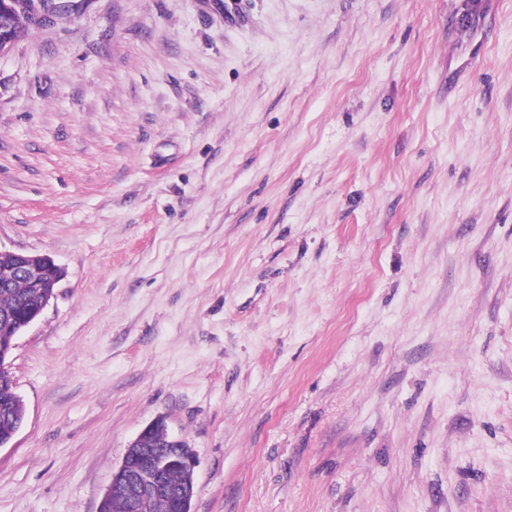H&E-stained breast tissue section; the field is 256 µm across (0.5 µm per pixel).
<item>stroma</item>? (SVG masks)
Returning <instances> with one entry per match:
<instances>
[{"label": "stroma", "mask_w": 512, "mask_h": 512, "mask_svg": "<svg viewBox=\"0 0 512 512\" xmlns=\"http://www.w3.org/2000/svg\"><path fill=\"white\" fill-rule=\"evenodd\" d=\"M0 512L156 419L192 512H512V0H81L0 55ZM49 258L41 255L19 253L0 249V287H1V269L5 272L2 282L3 288H0V337L4 338L12 332L14 321L10 320L9 314L18 303L23 301L30 293L29 288H35L39 294L43 295L37 310L32 311L27 317L18 321L16 329L9 335L10 337L0 340V366L9 356L15 346L17 336L29 328L42 314L50 300L56 296L57 288L62 278L57 273V266L49 262ZM23 280L26 285L19 280H15L11 288L10 279ZM6 314V318L4 316ZM11 385V386H10ZM12 381L9 383V380L6 376L1 377V384H0V438L1 440L6 439L9 437L14 428L16 422L20 419L22 416V410L20 407H18L15 410L16 418L10 419L6 418L3 413V405L5 402L11 403V401L14 399V392L12 391Z\"/></svg>", "instance_id": "obj_1"}]
</instances>
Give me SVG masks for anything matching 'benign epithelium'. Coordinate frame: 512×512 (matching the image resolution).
Returning <instances> with one entry per match:
<instances>
[{
    "label": "benign epithelium",
    "mask_w": 512,
    "mask_h": 512,
    "mask_svg": "<svg viewBox=\"0 0 512 512\" xmlns=\"http://www.w3.org/2000/svg\"><path fill=\"white\" fill-rule=\"evenodd\" d=\"M75 6V0H0V54L23 37L16 26L17 15L23 13L41 23L54 15L70 13ZM0 270L4 271L1 286L8 287L9 280L16 278L42 295L37 310L19 320L10 337L0 342L2 365L13 350L17 336L39 318L50 300L56 296L61 277L57 273V266L51 264L45 256L2 249ZM149 431L157 434L156 447L144 453L137 449L127 451L113 471L112 481L105 490V493L112 495V500L121 502L127 512H140L148 499L170 501L180 508L184 499L195 493V453L186 449L184 440L169 433L162 419L146 426L140 436H145ZM172 470L182 472L181 484L169 483L168 474Z\"/></svg>",
    "instance_id": "7a95c632"
}]
</instances>
